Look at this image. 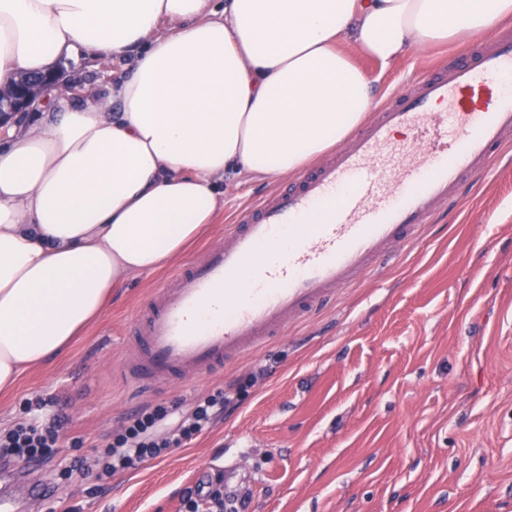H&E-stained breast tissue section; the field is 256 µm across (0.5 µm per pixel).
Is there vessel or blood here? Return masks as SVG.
Instances as JSON below:
<instances>
[{
  "label": "vessel or blood",
  "mask_w": 512,
  "mask_h": 512,
  "mask_svg": "<svg viewBox=\"0 0 512 512\" xmlns=\"http://www.w3.org/2000/svg\"><path fill=\"white\" fill-rule=\"evenodd\" d=\"M440 114L444 145H400V135H422ZM510 146L512 29L503 27L470 61H449L380 107L343 149L247 208L228 240L157 287L134 324L125 372L145 390L190 383L281 335L394 246L415 241L433 207L457 203ZM328 203L326 223L286 255H270L280 232ZM251 267L255 284L240 287Z\"/></svg>",
  "instance_id": "b4317fda"
}]
</instances>
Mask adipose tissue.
Here are the masks:
<instances>
[{
  "label": "adipose tissue",
  "mask_w": 512,
  "mask_h": 512,
  "mask_svg": "<svg viewBox=\"0 0 512 512\" xmlns=\"http://www.w3.org/2000/svg\"><path fill=\"white\" fill-rule=\"evenodd\" d=\"M511 17L512 0H0V87L137 53L111 95L52 89L0 136V392L214 223L224 173L270 181L343 144L374 101L355 55L388 64Z\"/></svg>",
  "instance_id": "1"
}]
</instances>
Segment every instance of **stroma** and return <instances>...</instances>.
Segmentation results:
<instances>
[{
    "instance_id": "obj_1",
    "label": "stroma",
    "mask_w": 512,
    "mask_h": 512,
    "mask_svg": "<svg viewBox=\"0 0 512 512\" xmlns=\"http://www.w3.org/2000/svg\"><path fill=\"white\" fill-rule=\"evenodd\" d=\"M483 44L356 62L381 103ZM130 64L81 54L54 68L78 102L87 87L108 94ZM288 183L225 176L224 211L193 248L167 271L130 276L65 352L0 395V429L38 396L69 419L50 466L26 473L29 481L91 458L141 408L163 409L171 424L198 400H229L187 447L104 489L92 478L66 481L52 512H188L196 476L227 472L247 512H512V149L455 208L438 205L416 242L206 380L144 395L122 374L129 332L167 273L200 259L246 204Z\"/></svg>"
}]
</instances>
